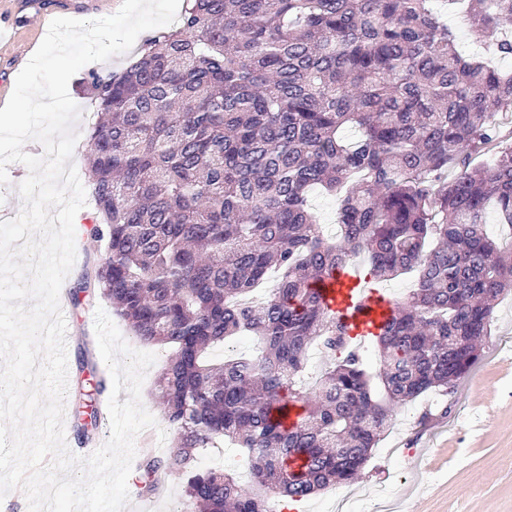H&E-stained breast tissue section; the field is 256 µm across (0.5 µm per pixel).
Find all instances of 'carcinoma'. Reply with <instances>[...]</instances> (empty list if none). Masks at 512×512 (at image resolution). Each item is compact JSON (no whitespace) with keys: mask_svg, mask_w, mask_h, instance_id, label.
Instances as JSON below:
<instances>
[{"mask_svg":"<svg viewBox=\"0 0 512 512\" xmlns=\"http://www.w3.org/2000/svg\"><path fill=\"white\" fill-rule=\"evenodd\" d=\"M436 0H186L120 73H89L95 288L140 340L170 348L154 397L175 435L145 455L186 476L195 512H271L356 481L396 407L452 395L512 291V74L464 55ZM512 0H468L492 53ZM354 127L353 142L341 133ZM336 196L324 234L309 191ZM367 255L370 274L416 276L375 337L379 372L311 285ZM252 356L214 361L240 334ZM331 360L296 388L310 352ZM303 410L291 428L274 412ZM229 441L244 484L201 457ZM293 456L303 469L288 467Z\"/></svg>","mask_w":512,"mask_h":512,"instance_id":"carcinoma-1","label":"carcinoma"}]
</instances>
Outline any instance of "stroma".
Here are the masks:
<instances>
[{
    "label": "stroma",
    "mask_w": 512,
    "mask_h": 512,
    "mask_svg": "<svg viewBox=\"0 0 512 512\" xmlns=\"http://www.w3.org/2000/svg\"><path fill=\"white\" fill-rule=\"evenodd\" d=\"M16 37L0 48V82H10L9 57L41 42L48 30L38 19H18ZM86 70L70 80L68 92L80 107L74 125L79 138L74 167L86 179V136L96 120L97 105L85 82ZM111 311L100 291H89L79 307L70 308L72 395L71 423L86 422L91 437L103 431L99 418H88L86 406L98 375L108 368L101 356L88 366L79 363L82 342H95L88 316L96 309ZM435 396L427 395L402 407L390 430L373 448L360 477L333 486L298 504L297 512H341L342 501L356 512H512V293L496 307L491 331L479 360L455 394L445 397L447 417L421 422Z\"/></svg>",
    "instance_id": "stroma-1"
}]
</instances>
